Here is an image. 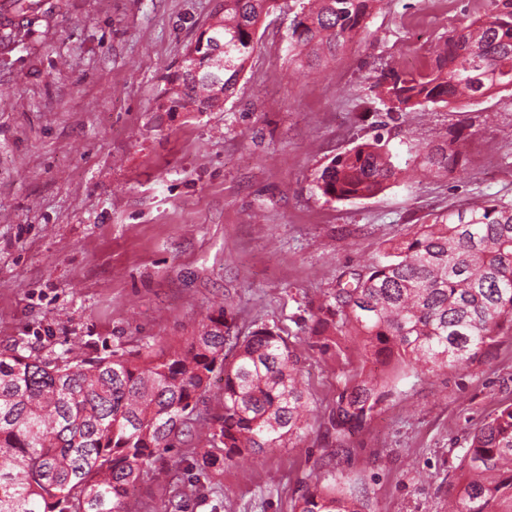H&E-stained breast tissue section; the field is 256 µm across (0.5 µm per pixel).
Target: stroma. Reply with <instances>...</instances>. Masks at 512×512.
Wrapping results in <instances>:
<instances>
[{
    "label": "stroma",
    "mask_w": 512,
    "mask_h": 512,
    "mask_svg": "<svg viewBox=\"0 0 512 512\" xmlns=\"http://www.w3.org/2000/svg\"><path fill=\"white\" fill-rule=\"evenodd\" d=\"M224 0H61L0 53V353L44 360L179 347L210 313L297 344L311 426L298 444L225 467L182 512H292L300 483L332 468L369 512H448L471 432L512 402V333L481 363L408 374L361 429L328 435L362 365L307 338L346 271L430 215L479 195L512 199V91L386 121L381 70L425 67L484 0H381L361 40L320 72L288 36L303 0H279L232 97L172 110L168 81ZM462 133L464 174L421 176L426 145ZM383 134L403 180L336 202L314 178Z\"/></svg>",
    "instance_id": "1"
}]
</instances>
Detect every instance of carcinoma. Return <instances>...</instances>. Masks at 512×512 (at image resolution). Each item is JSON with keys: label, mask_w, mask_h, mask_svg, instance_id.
Here are the masks:
<instances>
[{"label": "carcinoma", "mask_w": 512, "mask_h": 512, "mask_svg": "<svg viewBox=\"0 0 512 512\" xmlns=\"http://www.w3.org/2000/svg\"><path fill=\"white\" fill-rule=\"evenodd\" d=\"M382 0H307L295 20L289 51L316 65L364 32ZM277 0H224L188 53L195 68L170 81L171 106L211 110L235 91L255 51L254 34ZM484 12L448 34L421 70L382 73L376 98L386 114L429 105L477 101L512 89V0H486ZM460 137L424 152L430 174L453 173ZM383 136L337 154L315 176L337 202L367 199L400 179ZM311 338L336 351L356 336L361 372L336 399V438L360 427L412 372L428 378L481 360L504 331L512 332V199L488 196L439 213L349 277L311 315ZM295 345L272 328L241 336L226 310L207 317L184 349L52 361L15 349L0 354V512H129V493L144 478L175 487L180 512L187 495L178 463L182 445L202 448L197 477L244 456L272 452L310 427ZM221 375V412L199 411ZM461 473L448 512H503L512 507V403L475 429L459 459ZM293 512H363L362 499L328 472L308 485Z\"/></svg>", "instance_id": "cac0c4a2"}]
</instances>
